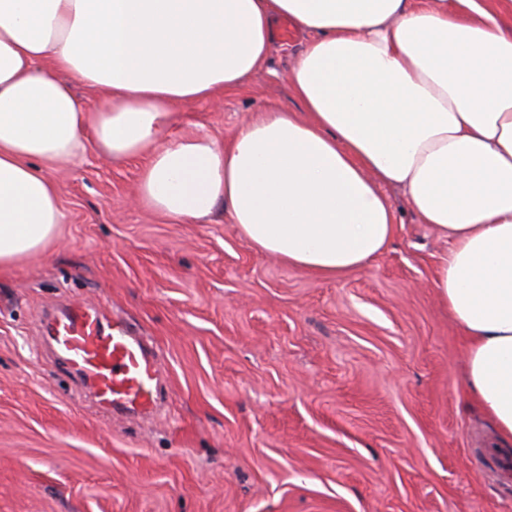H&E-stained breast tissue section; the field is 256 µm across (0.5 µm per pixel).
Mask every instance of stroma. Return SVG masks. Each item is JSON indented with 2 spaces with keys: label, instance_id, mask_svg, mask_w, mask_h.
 <instances>
[{
  "label": "stroma",
  "instance_id": "stroma-1",
  "mask_svg": "<svg viewBox=\"0 0 512 512\" xmlns=\"http://www.w3.org/2000/svg\"><path fill=\"white\" fill-rule=\"evenodd\" d=\"M304 44L275 40L246 92L179 107L174 134L299 111ZM49 175L56 237L0 271V512H512V447L467 403L465 340L432 286L448 244L402 191L384 190L389 248L326 280L257 252L222 207L152 214L138 163L99 147ZM60 301L152 338L158 416L115 420L74 392L37 340Z\"/></svg>",
  "mask_w": 512,
  "mask_h": 512
}]
</instances>
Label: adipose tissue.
I'll return each instance as SVG.
<instances>
[{
    "instance_id": "ef3b65f1",
    "label": "adipose tissue",
    "mask_w": 512,
    "mask_h": 512,
    "mask_svg": "<svg viewBox=\"0 0 512 512\" xmlns=\"http://www.w3.org/2000/svg\"><path fill=\"white\" fill-rule=\"evenodd\" d=\"M512 0H0V269L62 220L49 167L89 144L137 160L179 224L216 206L259 253L327 279L365 269L404 192L448 240L433 286L465 391L512 444ZM306 36L275 106L226 141L177 107L247 88L276 20ZM97 89L86 107L74 85Z\"/></svg>"
}]
</instances>
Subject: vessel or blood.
<instances>
[{
    "label": "vessel or blood",
    "mask_w": 512,
    "mask_h": 512,
    "mask_svg": "<svg viewBox=\"0 0 512 512\" xmlns=\"http://www.w3.org/2000/svg\"><path fill=\"white\" fill-rule=\"evenodd\" d=\"M43 330L55 356L100 408L116 414L155 411L161 359L127 321L75 303L46 314Z\"/></svg>",
    "instance_id": "b4317fda"
}]
</instances>
